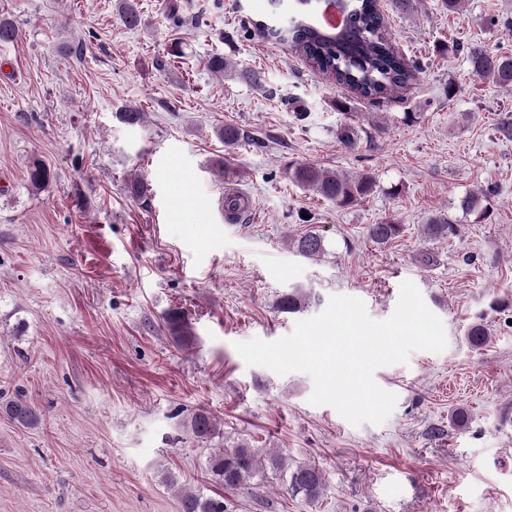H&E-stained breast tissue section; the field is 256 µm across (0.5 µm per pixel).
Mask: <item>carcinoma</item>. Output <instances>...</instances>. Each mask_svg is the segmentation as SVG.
Segmentation results:
<instances>
[{
  "label": "carcinoma",
  "instance_id": "carcinoma-1",
  "mask_svg": "<svg viewBox=\"0 0 512 512\" xmlns=\"http://www.w3.org/2000/svg\"><path fill=\"white\" fill-rule=\"evenodd\" d=\"M348 21L335 34H326L316 27L309 17L313 14L312 0H297V8L286 30L268 29V35L286 41L292 51L308 65L336 84L348 88L359 98L386 99L411 88L419 79L420 69L406 60L393 43L378 0H345ZM119 15L124 25L136 29L144 21L137 0H119ZM18 28L6 16H0V43L17 39ZM469 62L479 77H487L500 87L512 89V55L491 54L480 47L469 50ZM207 68L215 75H227L235 80L260 88L263 73L253 68H240L224 58L221 53L210 55ZM227 148L239 146L241 133L232 125L217 131ZM336 140L347 149H354L361 140L360 129L350 122L339 125ZM26 181L29 188L42 190L51 181L48 167L39 158L28 161ZM288 178L306 191L322 199L348 208L358 204L374 192L376 181L369 173L344 175L313 165H298L288 170ZM126 192L143 210L151 209L152 193L142 178L127 182ZM402 231V225L385 222L371 224L368 238L377 245H387ZM457 225L445 213L431 217L424 226V233L431 238L453 237ZM289 248L296 255L320 261L327 253V242L318 229L310 227L289 241ZM277 305L285 313H295L302 307V296L290 291L280 296ZM469 343L477 348L485 346L488 332L481 323L472 325L467 334ZM0 411L24 428H34L41 422L36 407L23 396L0 405ZM190 428L198 439L206 441L215 434L213 417L205 411L193 416ZM271 469L286 478L291 492L309 503L317 501L324 493L323 471L312 464L288 467L286 458L279 453L264 455L245 443L233 448H215L207 460L209 482L226 491H234L255 478L265 476ZM180 512H226L224 495L208 496L201 490L185 488L179 492Z\"/></svg>",
  "mask_w": 512,
  "mask_h": 512
}]
</instances>
